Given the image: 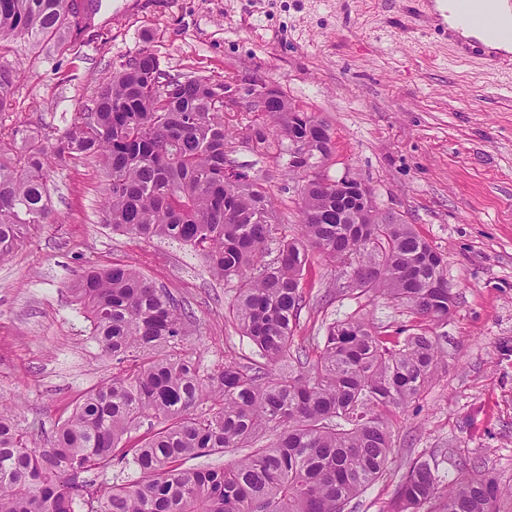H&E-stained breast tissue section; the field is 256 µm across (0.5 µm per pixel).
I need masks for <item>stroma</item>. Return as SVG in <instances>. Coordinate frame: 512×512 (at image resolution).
<instances>
[{"instance_id":"obj_1","label":"stroma","mask_w":512,"mask_h":512,"mask_svg":"<svg viewBox=\"0 0 512 512\" xmlns=\"http://www.w3.org/2000/svg\"><path fill=\"white\" fill-rule=\"evenodd\" d=\"M435 0H96L92 27L57 46L0 39V65L20 69L0 144L46 142L68 127L97 81L140 51L168 76L261 78L330 128L319 173L350 175L444 257L455 295L434 327L443 362L418 414L391 418L393 461L345 512H388L410 465L432 458L455 477L477 462L512 488V59L495 67L460 54ZM227 158L265 183L283 224L300 236L301 181L284 159L254 148L257 112L226 115ZM102 171L69 160L48 179L53 221L30 227L0 258V403L18 406L35 445L81 395L111 379L112 359L89 334L69 286L89 264L133 263L193 311L187 347L203 369L248 363L252 343L224 316L235 290L199 252L104 224ZM345 267L315 256L296 346L315 350L329 323L353 313L395 330L415 325L403 306L350 289Z\"/></svg>"}]
</instances>
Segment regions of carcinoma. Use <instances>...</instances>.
<instances>
[{"mask_svg":"<svg viewBox=\"0 0 512 512\" xmlns=\"http://www.w3.org/2000/svg\"><path fill=\"white\" fill-rule=\"evenodd\" d=\"M75 0H0V36L39 42L78 37ZM19 72L0 66V112ZM199 75L162 78L141 51L102 78L52 144L0 148V256L31 224L49 220L47 178L68 159L98 163L112 231L168 238L198 250L213 276L233 284L228 317L261 361L203 371L185 351L194 315L129 264L88 266L70 285L114 373L87 391L41 447L0 404V512H345L392 459L389 417L416 405L439 363L426 330L448 320L454 294L441 254L412 225L373 206L361 222L336 223V189L301 188L302 236L277 237L267 187L227 161L224 101ZM280 96L256 136L273 126L329 155L315 114L290 112ZM278 254L264 262L268 245ZM351 268L360 292L407 307L423 327L402 338L353 314L329 324L316 360L288 363L306 305L311 254ZM145 430L140 443L132 435ZM243 448L221 468L195 458ZM117 461L138 477L89 490L87 474ZM512 498L474 462L451 482L438 463H413L390 512H501Z\"/></svg>","mask_w":512,"mask_h":512,"instance_id":"1","label":"carcinoma"}]
</instances>
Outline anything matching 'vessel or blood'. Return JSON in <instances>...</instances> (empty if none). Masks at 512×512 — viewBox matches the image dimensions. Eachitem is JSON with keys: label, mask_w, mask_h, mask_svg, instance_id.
<instances>
[{"label": "vessel or blood", "mask_w": 512, "mask_h": 512, "mask_svg": "<svg viewBox=\"0 0 512 512\" xmlns=\"http://www.w3.org/2000/svg\"><path fill=\"white\" fill-rule=\"evenodd\" d=\"M502 0H454L453 21L473 32L472 38L460 44L464 53L480 52L488 66H496V55L486 52L485 45L491 41L512 42V14H504L500 8Z\"/></svg>", "instance_id": "b4317fda"}]
</instances>
